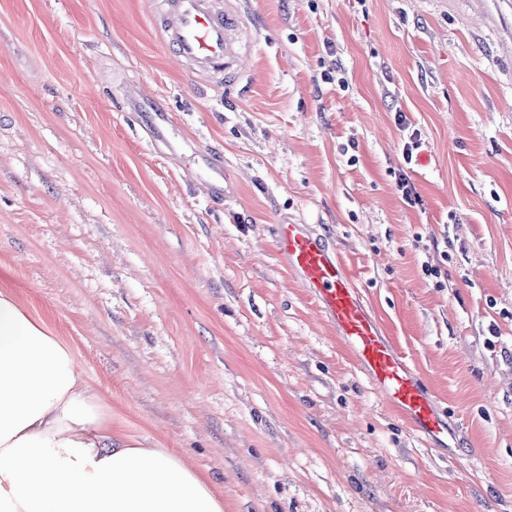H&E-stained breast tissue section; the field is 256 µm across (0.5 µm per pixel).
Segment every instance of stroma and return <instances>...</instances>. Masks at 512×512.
Here are the masks:
<instances>
[{"label":"stroma","instance_id":"stroma-1","mask_svg":"<svg viewBox=\"0 0 512 512\" xmlns=\"http://www.w3.org/2000/svg\"><path fill=\"white\" fill-rule=\"evenodd\" d=\"M240 5L256 39L225 86L151 0H0V283L113 430L224 512H512V0ZM186 139L223 158V204ZM278 224L335 246L444 448L359 372Z\"/></svg>","mask_w":512,"mask_h":512}]
</instances>
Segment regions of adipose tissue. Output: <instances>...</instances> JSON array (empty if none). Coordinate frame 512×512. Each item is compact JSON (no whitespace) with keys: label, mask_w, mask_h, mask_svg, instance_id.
<instances>
[{"label":"adipose tissue","mask_w":512,"mask_h":512,"mask_svg":"<svg viewBox=\"0 0 512 512\" xmlns=\"http://www.w3.org/2000/svg\"><path fill=\"white\" fill-rule=\"evenodd\" d=\"M73 350L0 287V512H224L159 443L113 432Z\"/></svg>","instance_id":"ef3b65f1"}]
</instances>
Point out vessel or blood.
<instances>
[{"mask_svg":"<svg viewBox=\"0 0 512 512\" xmlns=\"http://www.w3.org/2000/svg\"><path fill=\"white\" fill-rule=\"evenodd\" d=\"M154 23L164 45L200 77L243 80L242 12L237 0H154ZM277 254L306 288L356 364L387 404L407 417L424 439L445 427L406 358L383 336L340 256L301 224L276 227Z\"/></svg>","mask_w":512,"mask_h":512,"instance_id":"b4317fda","label":"vessel or blood"}]
</instances>
